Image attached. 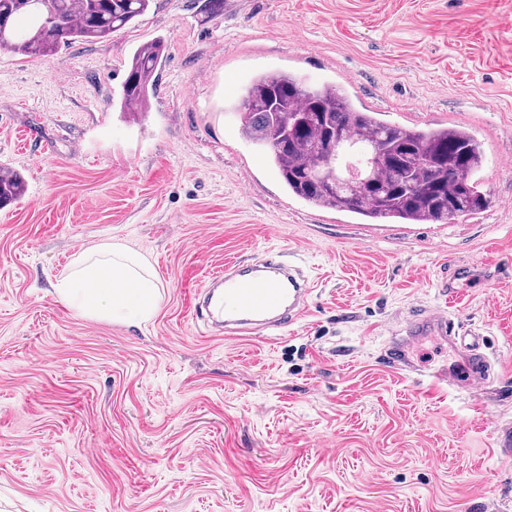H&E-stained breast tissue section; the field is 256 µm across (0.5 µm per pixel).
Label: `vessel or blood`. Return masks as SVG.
<instances>
[{
	"label": "vessel or blood",
	"instance_id": "b4317fda",
	"mask_svg": "<svg viewBox=\"0 0 512 512\" xmlns=\"http://www.w3.org/2000/svg\"><path fill=\"white\" fill-rule=\"evenodd\" d=\"M313 291L300 267L276 257L249 265L235 262L211 280L195 315L209 329L228 336L278 330L307 314ZM423 338L447 345L458 357L456 367L429 373L432 387L485 390L491 364L481 351L482 337L456 331L447 310L441 308H422L396 320L386 349L389 365L398 371H417L412 351Z\"/></svg>",
	"mask_w": 512,
	"mask_h": 512
}]
</instances>
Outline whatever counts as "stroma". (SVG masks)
Instances as JSON below:
<instances>
[{
	"label": "stroma",
	"instance_id": "stroma-1",
	"mask_svg": "<svg viewBox=\"0 0 512 512\" xmlns=\"http://www.w3.org/2000/svg\"><path fill=\"white\" fill-rule=\"evenodd\" d=\"M152 0L111 39L0 50V512H512V0ZM163 39L138 112L120 91ZM345 86L414 129L483 144L480 213L368 224L288 193L235 113L262 72ZM120 243L162 291L138 326L81 317L52 286ZM281 253L315 282L279 331L207 335L228 261ZM447 309L486 336L487 390L383 362L396 317ZM25 191L20 175L14 172L0 174V205L20 199Z\"/></svg>",
	"mask_w": 512,
	"mask_h": 512
}]
</instances>
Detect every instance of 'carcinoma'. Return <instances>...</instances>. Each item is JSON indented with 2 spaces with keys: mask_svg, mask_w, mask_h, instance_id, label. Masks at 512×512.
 Wrapping results in <instances>:
<instances>
[{
  "mask_svg": "<svg viewBox=\"0 0 512 512\" xmlns=\"http://www.w3.org/2000/svg\"><path fill=\"white\" fill-rule=\"evenodd\" d=\"M149 5L150 0H0V50L40 59L74 42L110 40ZM162 52L160 41L134 52L121 87L122 109L143 107ZM237 112L242 134L269 152L288 192L313 205L394 224H446L489 205L476 178L482 145L463 129L389 124L374 112L359 111L341 87L308 84L283 72L252 79ZM295 115L304 123L278 139ZM336 133L355 143L358 164L368 152L379 155L370 187L328 179L324 145ZM24 194L20 175L0 174V205Z\"/></svg>",
  "mask_w": 512,
  "mask_h": 512,
  "instance_id": "1",
  "label": "carcinoma"
}]
</instances>
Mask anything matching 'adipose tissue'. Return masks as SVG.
Segmentation results:
<instances>
[{
    "instance_id": "1",
    "label": "adipose tissue",
    "mask_w": 512,
    "mask_h": 512,
    "mask_svg": "<svg viewBox=\"0 0 512 512\" xmlns=\"http://www.w3.org/2000/svg\"><path fill=\"white\" fill-rule=\"evenodd\" d=\"M56 299L96 320L136 324L152 318L160 292L148 260L112 243L75 258L54 286Z\"/></svg>"
}]
</instances>
